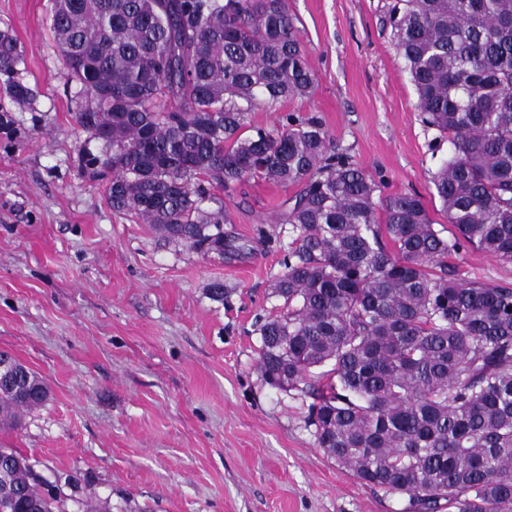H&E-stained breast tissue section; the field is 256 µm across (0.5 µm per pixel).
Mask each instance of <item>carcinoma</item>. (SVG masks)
<instances>
[{
    "mask_svg": "<svg viewBox=\"0 0 512 512\" xmlns=\"http://www.w3.org/2000/svg\"><path fill=\"white\" fill-rule=\"evenodd\" d=\"M397 54L427 127L452 149L432 176L448 221L412 194L381 196L315 117L251 123L314 90L285 0H53L50 29L78 85V167L110 176L112 210L164 238L224 257L245 180L296 192L276 223L295 234L257 327L264 381L312 399L317 447L405 512H512V288L463 278L466 246L512 262V0H400ZM22 51L0 30V94L22 107ZM49 398L14 360L0 428ZM66 472L0 448V512H64Z\"/></svg>",
    "mask_w": 512,
    "mask_h": 512,
    "instance_id": "carcinoma-1",
    "label": "carcinoma"
}]
</instances>
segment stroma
<instances>
[{"label": "stroma", "mask_w": 512, "mask_h": 512, "mask_svg": "<svg viewBox=\"0 0 512 512\" xmlns=\"http://www.w3.org/2000/svg\"><path fill=\"white\" fill-rule=\"evenodd\" d=\"M396 2L287 0L315 89L252 123L318 116L383 194H419L442 224L432 175L449 144L423 123L393 46ZM51 8L0 0V29L24 51L15 77L35 91L14 133L0 131V350L51 391L19 429L0 430V447L43 475L76 476L104 512H403L404 497L317 448L309 399L258 369L256 323L281 306L271 285L292 241L275 221L288 190L237 187L225 229L249 249L221 259L114 213L104 183L78 169L83 146L102 145L73 123ZM458 264L465 279L512 287V263L468 248Z\"/></svg>", "instance_id": "1"}]
</instances>
